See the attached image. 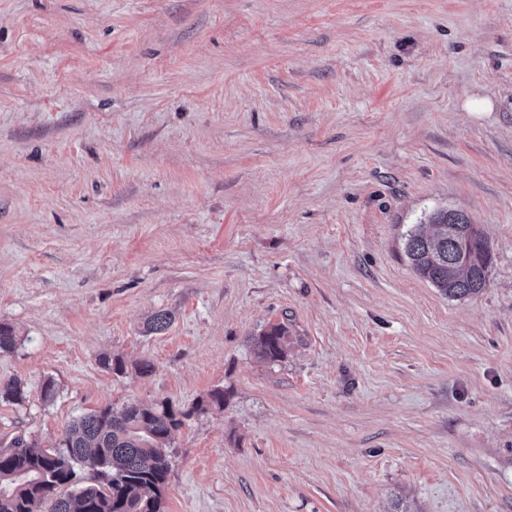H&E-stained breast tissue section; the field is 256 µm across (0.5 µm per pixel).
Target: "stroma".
Returning <instances> with one entry per match:
<instances>
[{
	"mask_svg": "<svg viewBox=\"0 0 512 512\" xmlns=\"http://www.w3.org/2000/svg\"><path fill=\"white\" fill-rule=\"evenodd\" d=\"M439 209L476 297L405 256ZM0 322V446L188 411L164 512H512V0H0ZM429 223L432 232L415 228L407 234L404 249L413 271L451 299L482 292L494 258L480 226L466 214L448 210L432 213ZM288 336L287 326L283 323L272 324L253 336L252 351L257 357L268 363L279 362L284 358Z\"/></svg>",
	"mask_w": 512,
	"mask_h": 512,
	"instance_id": "obj_1",
	"label": "stroma"
}]
</instances>
